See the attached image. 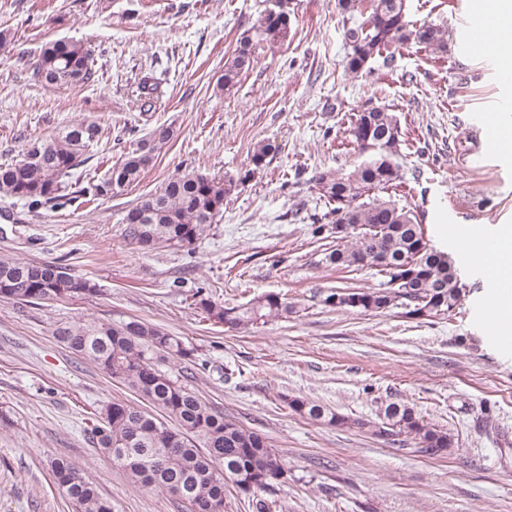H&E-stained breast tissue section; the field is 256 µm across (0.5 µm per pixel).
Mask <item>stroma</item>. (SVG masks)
Instances as JSON below:
<instances>
[{
	"label": "stroma",
	"mask_w": 512,
	"mask_h": 512,
	"mask_svg": "<svg viewBox=\"0 0 512 512\" xmlns=\"http://www.w3.org/2000/svg\"><path fill=\"white\" fill-rule=\"evenodd\" d=\"M463 2L408 0L410 21L441 27L446 48L400 45L392 65L377 57L352 76L337 0H291L287 37L261 43L228 93L218 84L224 62L269 0H0V31L11 39L0 50V164L18 159L27 139L93 120L102 134L74 173L82 188L156 127L172 133L122 195H79L35 214L0 200V254L65 262L98 289L41 306L0 301V512H76L50 475L59 456L99 485L112 512H186L135 486L84 433L86 413L138 400L55 338L59 323L87 318H136L183 337L196 349L192 371L170 363L167 372L282 456L283 476L257 497L230 488L224 512H256L259 499L270 512H512V348L483 329L481 270L447 231L512 225V155H481L470 134L512 99V86L493 66L463 63L453 39ZM55 40L91 46L94 82L55 88L34 79L43 44ZM148 72L159 97L143 112L137 87ZM371 107L400 121L396 161L406 182L393 198L413 208L465 285L449 315L326 301L339 288L380 284L372 268L326 266L334 241L314 238L308 220L325 209L314 172L362 162L349 130ZM264 141L276 151L256 171L251 155ZM192 169L232 181L219 221L192 246L139 248L125 234V210ZM199 287L229 305L276 293L294 311L231 329L195 307ZM294 397L347 422L302 418L288 406ZM391 402L447 430L451 447L429 456L411 437L381 432Z\"/></svg>",
	"instance_id": "stroma-1"
}]
</instances>
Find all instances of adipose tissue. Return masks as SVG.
<instances>
[{
	"label": "adipose tissue",
	"instance_id": "1",
	"mask_svg": "<svg viewBox=\"0 0 512 512\" xmlns=\"http://www.w3.org/2000/svg\"><path fill=\"white\" fill-rule=\"evenodd\" d=\"M472 12L481 22L486 37L481 45H474L468 23L457 27L456 39L466 63L478 66L494 63L503 70L512 65V0H468ZM512 253V226H500L490 236L473 235L470 259L478 266L505 262Z\"/></svg>",
	"mask_w": 512,
	"mask_h": 512
}]
</instances>
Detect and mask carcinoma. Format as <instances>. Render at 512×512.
Masks as SVG:
<instances>
[{"label": "carcinoma", "instance_id": "obj_1", "mask_svg": "<svg viewBox=\"0 0 512 512\" xmlns=\"http://www.w3.org/2000/svg\"><path fill=\"white\" fill-rule=\"evenodd\" d=\"M338 5L346 13L359 12L344 32L350 48L344 68L351 75L359 74L365 60L410 40L440 50L445 47V33L438 26L411 24L407 0H338ZM287 30L288 16L260 15L224 61V89L235 88L252 67L257 45L267 36ZM92 64L90 46L51 41L42 47L33 75L51 85H84L94 79ZM158 88L152 75L141 78L138 97L143 111L152 108ZM350 134L358 149L369 156L348 173L325 168L312 177V188L330 205L324 214L310 216L312 234L324 240L332 237L335 225H349L350 234L336 239L335 248L324 253L323 261L340 270L369 266L382 281L378 288L338 290L327 302L371 313L400 306L406 315L416 317L452 312L464 293L452 257L429 246L413 211L379 196L403 179L395 161L401 138L397 115L386 107L367 109L355 115ZM100 136V125L84 120L53 136L26 140L18 160L0 165V198L20 201L31 213L67 198V178L87 162L85 152ZM169 140V129H154L82 192L97 198L123 194L140 180ZM275 151L271 143L257 145L253 166L262 168ZM231 189L232 183L195 170L177 174L129 208L122 219L126 235L140 245L150 241L154 248L189 247L216 222ZM96 293V285L71 275L58 263L22 261L0 254L1 301L39 306ZM193 297L208 318L236 329L292 311L288 302L273 293L233 306L213 300L203 288ZM54 336L73 354L148 403L143 408L113 400L96 411L85 428L97 448L124 468L135 484L176 497L187 512H224L228 485L258 493L283 474L281 455L263 435L225 419L224 413L188 385L161 370V363L181 365L194 358V348L182 337L133 318L63 323ZM288 406L311 420L344 423L338 414L306 400L291 399ZM384 416L390 429L418 440L426 454L435 455L452 444L448 433L424 424L405 404H388ZM51 474L77 512H112V502L68 459H54Z\"/></svg>", "mask_w": 512, "mask_h": 512}]
</instances>
